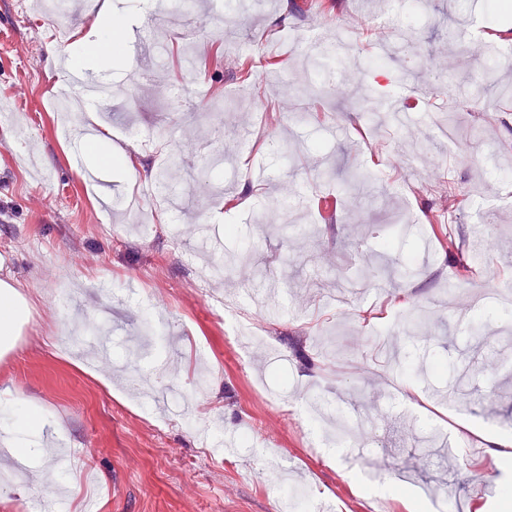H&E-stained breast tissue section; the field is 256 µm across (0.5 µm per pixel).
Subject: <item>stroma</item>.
Returning <instances> with one entry per match:
<instances>
[{"label":"stroma","mask_w":512,"mask_h":512,"mask_svg":"<svg viewBox=\"0 0 512 512\" xmlns=\"http://www.w3.org/2000/svg\"><path fill=\"white\" fill-rule=\"evenodd\" d=\"M127 50L93 78L125 85L111 116L76 104L77 125L109 126L114 149L136 148L127 171L105 169L103 189L75 166L53 100L64 74L58 56L73 41L54 34L31 0H0V280L31 302L14 350L0 354V428L26 407L44 423L24 479L0 485V512L57 501L59 512H406L401 496L440 485L422 512H512V470L485 443L462 457L434 455L431 435L451 438V416L512 430V308L485 305L471 334L468 303L488 282L512 285V70L482 69V56L446 68L442 59L481 41L483 30L512 32L487 15V0H230L235 15L222 45L209 41L207 0L193 13L151 22L128 0ZM391 16L387 63L366 67L367 51L335 66L322 86L324 57L309 30L342 31L366 16ZM430 66L402 76L397 44ZM249 52L268 97L279 105L277 148L253 138L263 107L228 76L222 57ZM394 102L381 126L361 111L360 82ZM320 95L321 115L305 113ZM477 96L479 108L460 97ZM220 159L213 186L192 172ZM377 177L361 199L345 184L355 169ZM166 172L181 200L141 196ZM458 210L426 219L447 185ZM403 233L380 258V228ZM485 262L467 280L475 227ZM223 237L233 268L208 275L204 235ZM453 236L455 253L441 240ZM419 276L392 273L408 255ZM374 269L357 280L359 266ZM276 289L264 315L269 343L225 337L211 297L251 312L254 296ZM426 306L419 327L407 308ZM165 331L143 339L153 314ZM419 372L411 405L387 384L399 367ZM201 390L213 434H244L225 453L196 428L161 411L153 395L169 385ZM289 487L269 482L270 463Z\"/></svg>","instance_id":"stroma-1"}]
</instances>
